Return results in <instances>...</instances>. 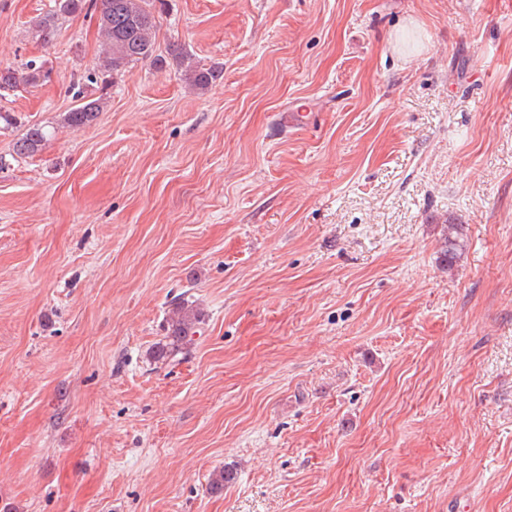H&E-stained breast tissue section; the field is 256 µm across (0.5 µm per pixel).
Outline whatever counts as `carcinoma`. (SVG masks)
<instances>
[{
    "instance_id": "cac0c4a2",
    "label": "carcinoma",
    "mask_w": 512,
    "mask_h": 512,
    "mask_svg": "<svg viewBox=\"0 0 512 512\" xmlns=\"http://www.w3.org/2000/svg\"><path fill=\"white\" fill-rule=\"evenodd\" d=\"M89 8L87 0H55L52 9L40 14L33 22V28L43 38H51L58 26L68 17L82 13ZM97 25L102 38V50L95 64L94 74L108 78L123 75L130 65L151 60L163 63L155 55L157 23L150 7V0H101ZM170 55L179 65L185 67L190 85L197 91L208 90L221 78L217 66L205 68L190 61L183 49L174 45ZM45 77L43 65L31 60L21 68L0 67V93L14 91L22 86L33 85ZM103 108L102 99L83 101L63 117V123L80 129L90 125ZM52 132L40 124H31L14 143L18 155H32L42 150ZM461 227L448 224L444 227V261L453 266L459 258ZM205 315L195 302L185 295L171 301L167 315L168 335L165 340L154 344L150 354L155 362L165 363L183 352L193 341L194 335L204 324Z\"/></svg>"
}]
</instances>
